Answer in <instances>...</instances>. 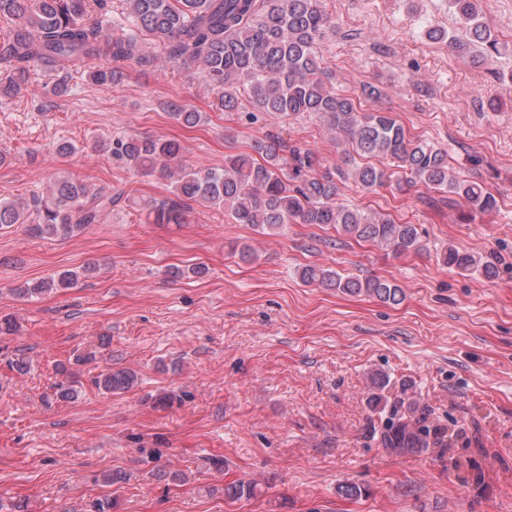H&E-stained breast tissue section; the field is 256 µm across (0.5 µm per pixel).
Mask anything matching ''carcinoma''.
<instances>
[{"label": "carcinoma", "instance_id": "carcinoma-1", "mask_svg": "<svg viewBox=\"0 0 512 512\" xmlns=\"http://www.w3.org/2000/svg\"><path fill=\"white\" fill-rule=\"evenodd\" d=\"M480 0H449L458 28L449 32L432 26L427 36L446 40L465 61L479 63L497 52L498 41L483 20ZM125 23L108 34L87 22L93 8L104 0H0V18L11 27L0 33V60L13 66L0 82V96L18 97L36 72L60 76L57 92H66L65 77L80 63L102 58L115 62L148 64L143 36L163 45L164 61L183 69L202 71L222 89L218 107L237 112L240 96L248 97L253 111L276 118L317 116L326 128L342 136L351 168L344 172L320 169L309 150L286 148L283 140L258 138L245 151L224 155L221 169L196 170L181 162L183 148L173 139L121 136L112 140L111 154L143 173L159 172L173 180L179 201L140 204L150 224H182L184 201L221 209L237 224H248L262 235H276L287 224L331 225L336 232L369 242L394 255L423 249L418 228L384 213L364 212L340 202L347 179L365 190L393 187L403 191L421 186L440 195L450 209L464 204L468 213L487 214L498 207L496 196L478 178L456 175L448 151L412 137L390 112H367L354 98L333 88L322 67L319 46L330 20L323 0H124ZM118 67L92 69L90 80L100 86L121 81ZM171 119L193 127L205 113L182 102L165 101ZM289 157H284V151ZM114 199L103 189H92L68 175H57L46 191L31 200H0V227L33 224L39 236L68 238L89 224H98ZM444 265L486 278L496 268L474 253L454 246L441 254ZM306 284L334 288L348 295H366L398 305L402 287L379 277H359L319 265L300 270ZM81 272L65 270L42 278L18 294L34 296L56 288H71ZM63 379L55 396L78 398L80 380L61 369ZM137 383L127 369L102 370L94 385L108 394L129 391ZM390 378L371 377L370 409L387 414L381 431L385 448L397 455L446 448V435L428 424L426 412L415 401L390 402L385 390ZM258 483L237 481L224 486V497L236 501L257 495Z\"/></svg>", "mask_w": 512, "mask_h": 512}]
</instances>
